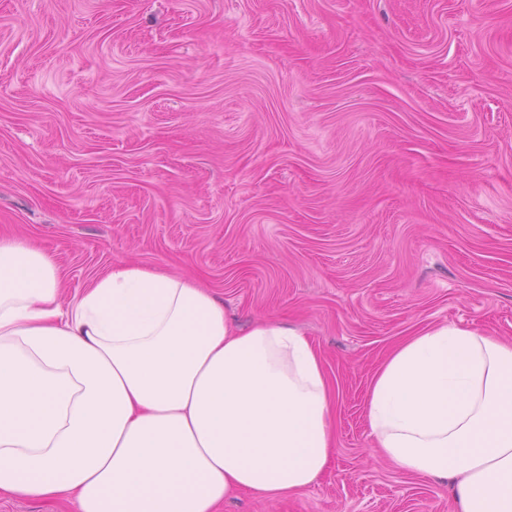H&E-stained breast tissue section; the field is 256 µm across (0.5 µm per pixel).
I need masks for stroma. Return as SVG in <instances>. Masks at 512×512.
Segmentation results:
<instances>
[{
    "mask_svg": "<svg viewBox=\"0 0 512 512\" xmlns=\"http://www.w3.org/2000/svg\"><path fill=\"white\" fill-rule=\"evenodd\" d=\"M0 235L312 339L327 469L221 512H453L362 408L419 329L512 338V0H0Z\"/></svg>",
    "mask_w": 512,
    "mask_h": 512,
    "instance_id": "obj_1",
    "label": "stroma"
}]
</instances>
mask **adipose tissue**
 Instances as JSON below:
<instances>
[{
	"label": "adipose tissue",
	"instance_id": "adipose-tissue-1",
	"mask_svg": "<svg viewBox=\"0 0 512 512\" xmlns=\"http://www.w3.org/2000/svg\"><path fill=\"white\" fill-rule=\"evenodd\" d=\"M47 252L0 237V496L77 512H220L311 486L334 452L323 360L300 329L236 326L215 295L120 263L63 302ZM364 418L455 512H512V340L430 325L373 375Z\"/></svg>",
	"mask_w": 512,
	"mask_h": 512
}]
</instances>
